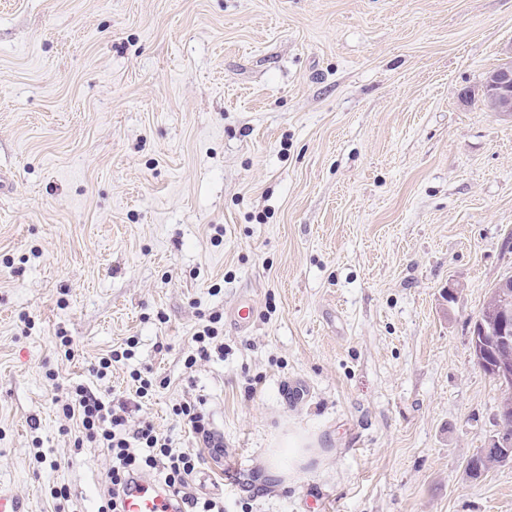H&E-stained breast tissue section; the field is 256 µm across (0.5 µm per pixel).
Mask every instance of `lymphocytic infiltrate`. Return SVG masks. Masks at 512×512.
I'll use <instances>...</instances> for the list:
<instances>
[{"label": "lymphocytic infiltrate", "mask_w": 512, "mask_h": 512, "mask_svg": "<svg viewBox=\"0 0 512 512\" xmlns=\"http://www.w3.org/2000/svg\"><path fill=\"white\" fill-rule=\"evenodd\" d=\"M63 411L80 421L82 431L74 440L75 447L93 442L112 454L108 497L99 512H119L121 490L145 471L155 472L162 488L179 497L186 512H224L222 501L198 496L192 488L200 454L176 450L172 437L157 432L151 424L127 429L125 408L115 407L83 387L75 389Z\"/></svg>", "instance_id": "1"}]
</instances>
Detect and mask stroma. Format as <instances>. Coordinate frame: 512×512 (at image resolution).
Masks as SVG:
<instances>
[{"label": "stroma", "mask_w": 512, "mask_h": 512, "mask_svg": "<svg viewBox=\"0 0 512 512\" xmlns=\"http://www.w3.org/2000/svg\"><path fill=\"white\" fill-rule=\"evenodd\" d=\"M511 61L512 0H0V488L97 512L82 385L183 449L203 401L224 512H512V463L466 470L505 397L470 331L512 274L482 102ZM213 316L223 356L186 367ZM291 431L324 456L282 480ZM203 404L201 401L198 402V405L190 403L180 404L174 409V414L179 417V420L184 428L188 429L189 433L203 442L205 448H223V441L217 438L209 428L206 414L201 408Z\"/></svg>", "instance_id": "35a3bbf8"}]
</instances>
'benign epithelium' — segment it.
Instances as JSON below:
<instances>
[{"mask_svg": "<svg viewBox=\"0 0 512 512\" xmlns=\"http://www.w3.org/2000/svg\"><path fill=\"white\" fill-rule=\"evenodd\" d=\"M484 99L488 111L497 116H512V63L490 71L485 78ZM502 302L496 316H477L472 328L470 347L477 365L494 372L503 386L512 385V277L496 285ZM498 463L512 461V402L500 409L498 436L489 448Z\"/></svg>", "mask_w": 512, "mask_h": 512, "instance_id": "7a95c632", "label": "benign epithelium"}]
</instances>
